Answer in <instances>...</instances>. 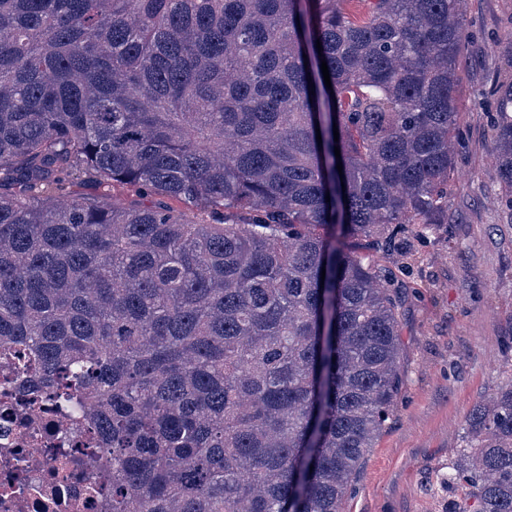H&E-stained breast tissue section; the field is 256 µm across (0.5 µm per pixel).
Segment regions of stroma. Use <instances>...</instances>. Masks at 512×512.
Listing matches in <instances>:
<instances>
[{
	"instance_id": "1",
	"label": "stroma",
	"mask_w": 512,
	"mask_h": 512,
	"mask_svg": "<svg viewBox=\"0 0 512 512\" xmlns=\"http://www.w3.org/2000/svg\"><path fill=\"white\" fill-rule=\"evenodd\" d=\"M458 66L463 147L448 222L383 264L402 297L406 382L343 512H446L438 478L471 409L512 378V207L490 157L512 82V0H468Z\"/></svg>"
}]
</instances>
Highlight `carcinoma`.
<instances>
[{
	"label": "carcinoma",
	"instance_id": "1",
	"mask_svg": "<svg viewBox=\"0 0 512 512\" xmlns=\"http://www.w3.org/2000/svg\"><path fill=\"white\" fill-rule=\"evenodd\" d=\"M349 3L0 0V358L91 403L106 512H342L393 412L374 255L448 217L465 0ZM494 130L511 194L512 84ZM443 484L512 512V380Z\"/></svg>",
	"mask_w": 512,
	"mask_h": 512
}]
</instances>
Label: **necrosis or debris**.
Returning <instances> with one entry per match:
<instances>
[{
	"mask_svg": "<svg viewBox=\"0 0 512 512\" xmlns=\"http://www.w3.org/2000/svg\"><path fill=\"white\" fill-rule=\"evenodd\" d=\"M21 369H0V512H103L112 501V458L75 451L82 414L62 418L59 398L29 410Z\"/></svg>",
	"mask_w": 512,
	"mask_h": 512,
	"instance_id": "obj_1",
	"label": "necrosis or debris"
}]
</instances>
